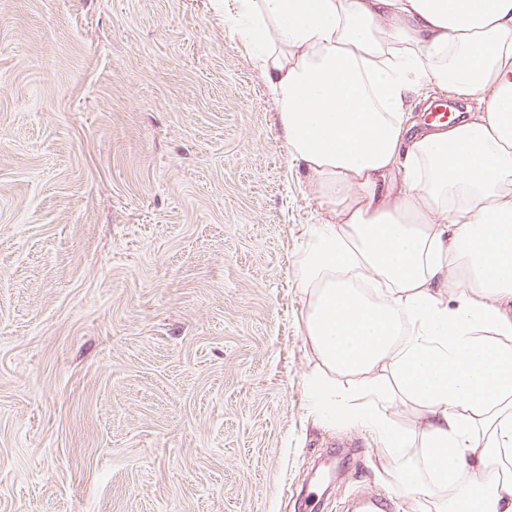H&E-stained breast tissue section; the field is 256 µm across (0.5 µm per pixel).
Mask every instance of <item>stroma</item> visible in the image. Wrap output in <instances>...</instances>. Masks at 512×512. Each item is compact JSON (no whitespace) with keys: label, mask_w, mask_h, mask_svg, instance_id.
Listing matches in <instances>:
<instances>
[{"label":"stroma","mask_w":512,"mask_h":512,"mask_svg":"<svg viewBox=\"0 0 512 512\" xmlns=\"http://www.w3.org/2000/svg\"><path fill=\"white\" fill-rule=\"evenodd\" d=\"M328 218L221 0H0V512H429L310 411Z\"/></svg>","instance_id":"1"}]
</instances>
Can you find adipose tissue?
<instances>
[{
	"instance_id": "ef3b65f1",
	"label": "adipose tissue",
	"mask_w": 512,
	"mask_h": 512,
	"mask_svg": "<svg viewBox=\"0 0 512 512\" xmlns=\"http://www.w3.org/2000/svg\"><path fill=\"white\" fill-rule=\"evenodd\" d=\"M228 25L332 216L297 276L314 417L368 427L433 512H512V0H232ZM425 84L481 108L418 130ZM390 420L399 428L420 434L424 424V412L417 405L396 399L387 409Z\"/></svg>"
}]
</instances>
